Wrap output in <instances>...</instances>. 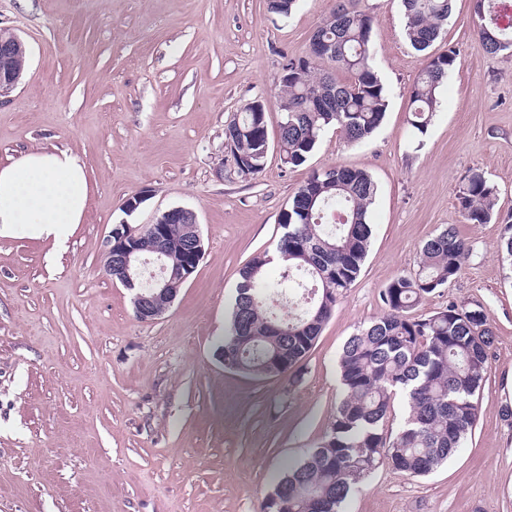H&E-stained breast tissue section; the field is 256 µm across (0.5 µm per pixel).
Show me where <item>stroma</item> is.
<instances>
[{"label":"stroma","mask_w":512,"mask_h":512,"mask_svg":"<svg viewBox=\"0 0 512 512\" xmlns=\"http://www.w3.org/2000/svg\"><path fill=\"white\" fill-rule=\"evenodd\" d=\"M373 19L374 63L389 91L382 127L352 145L326 130L302 166L280 159L278 80L305 56L334 0L288 17L266 0H0V29L23 38L21 82L0 97V161L71 149L92 172L89 210L65 248L0 237V512H261L284 464L316 447L341 396L339 354L381 316L380 293L413 273L423 241L455 226L471 247L457 279L415 309L484 306L495 333L478 420L447 465L409 477L379 465L343 512H512V275L504 227L466 221L455 198L480 170L512 212V52L478 49L471 0H455L433 53L456 48L426 135L409 124L424 56L407 44L397 0H356ZM266 105L264 171L226 165L224 126ZM337 165L378 192L362 271L337 302L298 383L226 369L218 348L239 270L274 253L301 184ZM142 202L126 213V201ZM193 210L203 257L174 305L136 317L104 268L113 225Z\"/></svg>","instance_id":"stroma-1"}]
</instances>
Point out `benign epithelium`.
<instances>
[{"label": "benign epithelium", "instance_id": "7a95c632", "mask_svg": "<svg viewBox=\"0 0 512 512\" xmlns=\"http://www.w3.org/2000/svg\"><path fill=\"white\" fill-rule=\"evenodd\" d=\"M23 40L13 32L8 39L0 38V96L18 84L13 71L16 49ZM182 228L180 247L186 254L185 270L169 272L163 255H138L137 241L150 232L155 238L170 244V229ZM204 253L197 215L194 211L173 207L162 212L151 224L136 227L121 223L110 231L104 243L105 267L111 279L134 292L133 303L137 313L146 321L162 316L174 303L181 288L197 269Z\"/></svg>", "mask_w": 512, "mask_h": 512}]
</instances>
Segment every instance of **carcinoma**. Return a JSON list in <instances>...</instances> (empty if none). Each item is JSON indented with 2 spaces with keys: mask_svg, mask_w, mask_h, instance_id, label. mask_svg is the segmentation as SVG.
Segmentation results:
<instances>
[{
  "mask_svg": "<svg viewBox=\"0 0 512 512\" xmlns=\"http://www.w3.org/2000/svg\"><path fill=\"white\" fill-rule=\"evenodd\" d=\"M410 46L426 56L410 93L409 123L426 134L439 106L438 88L454 68L457 50L429 53L451 15L453 0H401ZM477 43L487 54L512 50V0L473 5ZM372 18L352 0H337L316 35L328 56L288 60L280 81L279 149L284 164H304L323 132L339 130L350 144L370 139L388 108L387 85L372 63ZM348 74L338 80L330 69ZM234 152L264 169L269 149L264 108L247 106L224 127ZM377 193L365 170L337 165L311 174L279 217L276 245L283 265L270 279L266 255L239 271L230 326L219 347L224 367L253 379L271 377L273 363L293 373L317 341L338 300L359 276L372 236L369 213ZM472 224L501 220L503 258L512 262V214L496 211L497 191L479 170L456 190ZM139 253L155 255L161 241L146 233ZM471 254L449 225L420 248L415 273L385 288L387 311L358 328L339 358L343 396L326 432L302 459L288 464L266 496L263 512H340L364 478L386 463L407 476H426L462 447L478 416L476 395L490 370L494 332L480 306L455 302L426 318L409 315L427 295L457 278ZM402 397L406 415L394 433L386 423Z\"/></svg>",
  "mask_w": 512,
  "mask_h": 512,
  "instance_id": "cac0c4a2",
  "label": "carcinoma"
}]
</instances>
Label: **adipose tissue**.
<instances>
[{"label":"adipose tissue","instance_id":"ef3b65f1","mask_svg":"<svg viewBox=\"0 0 512 512\" xmlns=\"http://www.w3.org/2000/svg\"><path fill=\"white\" fill-rule=\"evenodd\" d=\"M90 194V173L70 149L34 148L0 163V237L33 230L63 247Z\"/></svg>","mask_w":512,"mask_h":512}]
</instances>
